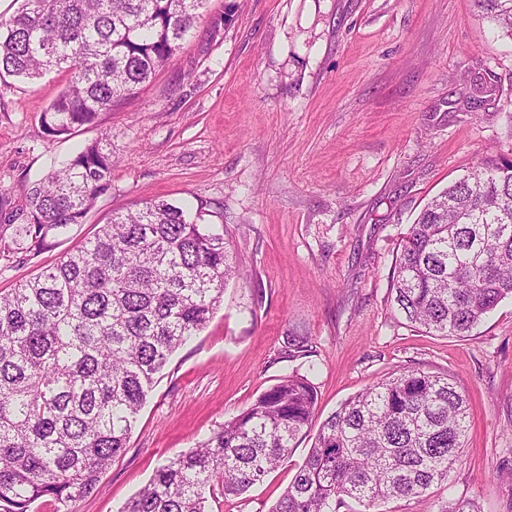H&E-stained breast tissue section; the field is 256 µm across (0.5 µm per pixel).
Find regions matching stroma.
<instances>
[{
  "instance_id": "stroma-1",
  "label": "stroma",
  "mask_w": 512,
  "mask_h": 512,
  "mask_svg": "<svg viewBox=\"0 0 512 512\" xmlns=\"http://www.w3.org/2000/svg\"><path fill=\"white\" fill-rule=\"evenodd\" d=\"M228 25L213 27L229 2ZM487 89L468 111L473 85ZM64 76L0 81V236L55 162L112 136V185L84 224L33 259L0 257V290L56 263L113 210L164 200L200 214L243 262L207 327L158 374L129 445L72 512H120L154 469L308 376L316 421L381 378L451 376L470 402L467 446L425 501L385 512H512V299L467 336L396 310L390 275L424 205L488 154L512 160V39L473 0H208L173 62L97 125L48 135ZM305 354H297L296 343ZM313 432L263 482L210 512H269Z\"/></svg>"
}]
</instances>
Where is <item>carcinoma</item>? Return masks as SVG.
Instances as JSON below:
<instances>
[{
    "mask_svg": "<svg viewBox=\"0 0 512 512\" xmlns=\"http://www.w3.org/2000/svg\"><path fill=\"white\" fill-rule=\"evenodd\" d=\"M206 0H21L0 16V79L67 76L41 115L50 135L93 126L183 48ZM512 38V0H473ZM105 132L35 181L0 253L37 257L84 223L112 182ZM240 274L224 235L164 200L111 220L50 268L0 293V512L91 494L128 447L171 356L200 333ZM412 324L463 336L512 298V160L485 159L435 196L402 239L391 276ZM316 389L290 375L158 466L120 512H209L214 484L237 497L291 456ZM465 394L414 369L346 400L269 512H378L448 481L467 432Z\"/></svg>",
    "mask_w": 512,
    "mask_h": 512,
    "instance_id": "cac0c4a2",
    "label": "carcinoma"
}]
</instances>
